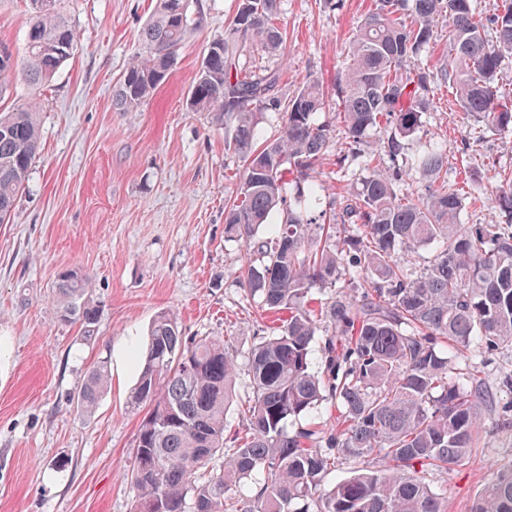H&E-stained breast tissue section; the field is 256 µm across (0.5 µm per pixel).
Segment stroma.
<instances>
[{
    "label": "stroma",
    "instance_id": "stroma-1",
    "mask_svg": "<svg viewBox=\"0 0 512 512\" xmlns=\"http://www.w3.org/2000/svg\"><path fill=\"white\" fill-rule=\"evenodd\" d=\"M371 0H280L284 48L248 54V64L280 68L281 94L322 83L335 123L336 77L352 29ZM154 0H64L78 49L54 86L30 92L41 104V144L9 223L0 224V512H131L126 478L140 415L128 404L139 355L158 313L175 314L184 336L222 337L246 352L271 323L239 284V242L224 233L243 163L224 145V128L186 109L203 49L235 14L238 0H196L203 26L190 34L172 71L138 110L116 111L113 86L138 49ZM334 131L318 178L329 200L363 176H339ZM434 146L448 154V181L477 194L465 224H500L493 201L512 172V132L474 128L444 85L436 86L421 132L406 153ZM94 280L99 318L91 329L52 315L59 273ZM111 381L95 411L72 400L101 357ZM480 369L476 445L448 472H431L447 512H470L492 473L512 461V348L471 353Z\"/></svg>",
    "mask_w": 512,
    "mask_h": 512
}]
</instances>
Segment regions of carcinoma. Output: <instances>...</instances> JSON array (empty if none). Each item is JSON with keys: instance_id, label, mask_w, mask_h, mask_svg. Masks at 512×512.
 I'll list each match as a JSON object with an SVG mask.
<instances>
[{"instance_id": "obj_1", "label": "carcinoma", "mask_w": 512, "mask_h": 512, "mask_svg": "<svg viewBox=\"0 0 512 512\" xmlns=\"http://www.w3.org/2000/svg\"><path fill=\"white\" fill-rule=\"evenodd\" d=\"M39 2L27 0L21 63L33 90L53 86L78 47L62 0L50 10ZM278 2L239 0L224 35L204 49L187 108L225 126V146L244 162L224 233L245 247V291L279 324L241 355L223 338L183 336L169 313L154 318L129 396L142 412L132 512H447L445 493L423 473L446 472L470 455L483 399L477 368L461 366L447 350L512 347V177L496 190L508 223L462 224L464 198L448 187L446 153L410 158L405 140L420 131L439 79L471 121L492 133L512 130V105L500 102L496 83L512 57V0H502L491 20L493 43L474 0H372L336 83L344 134L336 166L360 159L367 176L316 218L287 204V185L298 200L320 204L316 166L333 132L318 120L325 92L307 83L283 110L282 72L242 63L254 48L281 50ZM441 19L448 20V54L421 67L416 61ZM203 22L190 0H156L138 52L115 85L117 109L135 111L154 94ZM279 111L281 133L269 140L259 115ZM39 112L35 98L0 112V223L11 216L40 148ZM409 170L427 179L423 194L399 189ZM429 246L434 252L422 271L409 273L400 254ZM316 288L333 293L318 303ZM92 290L82 270L60 273L56 318L94 325ZM109 370L108 359L97 361L77 394L78 411L97 406ZM242 373L251 396L243 428L233 429L226 414ZM329 406L336 411L330 425L321 421ZM218 454L222 468L208 471ZM377 458L386 468L364 465L323 486L348 462ZM471 512H512V461L493 473Z\"/></svg>"}]
</instances>
